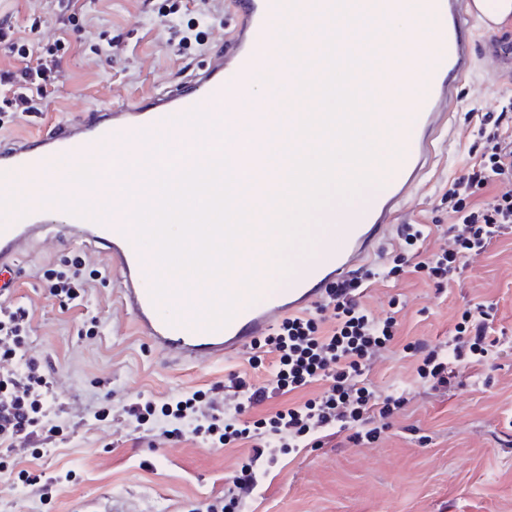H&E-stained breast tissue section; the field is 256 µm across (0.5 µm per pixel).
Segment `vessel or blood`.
Wrapping results in <instances>:
<instances>
[{
  "mask_svg": "<svg viewBox=\"0 0 512 512\" xmlns=\"http://www.w3.org/2000/svg\"><path fill=\"white\" fill-rule=\"evenodd\" d=\"M238 17L234 37L224 53L214 55L209 67L168 87L163 93L144 98L124 109L100 111L95 121L64 122L48 133L0 143V180L17 183L51 166L58 155L80 159L92 145L123 146L130 133H181L194 140L195 133L181 115L198 108L219 118L222 105L241 94L249 84L262 56L268 34L305 12L304 0H232ZM415 16L434 18L441 39L426 44L431 59L423 93L403 111L387 112L375 106L372 120L377 129L400 131L394 172L385 165L372 168L386 185L374 203L364 205L355 217L328 214L324 223L310 225L317 247L302 266L294 268L281 287L267 293L243 297L230 322L215 331L183 323L167 322L166 305L156 303L150 293L152 276L142 250L132 238L127 210H114L111 221L67 215L63 225L50 221V209L29 205L22 198L0 201V270L12 269L28 246L49 229L108 249L110 269L115 274L121 303L132 315L141 334L157 349L175 360L209 365L232 357L268 334L273 325L305 312L321 301L329 288L356 266L369 263L386 228L393 224L418 175L425 172L437 150L447 143L442 133L458 102V87L467 76L473 47L464 32L468 21L480 24L485 35H494L499 15L486 11L485 0H408ZM356 83L368 84L372 93H384L390 84V69L373 60L369 70L359 72Z\"/></svg>",
  "mask_w": 512,
  "mask_h": 512,
  "instance_id": "1",
  "label": "vessel or blood"
}]
</instances>
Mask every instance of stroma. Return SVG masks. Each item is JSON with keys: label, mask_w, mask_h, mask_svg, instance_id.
I'll return each mask as SVG.
<instances>
[{"label": "stroma", "mask_w": 512, "mask_h": 512, "mask_svg": "<svg viewBox=\"0 0 512 512\" xmlns=\"http://www.w3.org/2000/svg\"><path fill=\"white\" fill-rule=\"evenodd\" d=\"M71 9L82 14L78 25L65 22ZM168 11L183 25L192 19L181 0H74L69 8L59 0H0V22L36 49L61 44L64 56L43 116L0 131V140L162 91L205 68L236 26L227 2L208 19L207 51L188 48L177 55L156 22ZM511 100L512 76L477 54L473 73L459 87L448 148L399 218L431 226L428 248L441 245L439 229L449 224V182L483 150L481 114L501 111ZM78 256L90 270L108 264L95 245L50 237L32 243L14 273V298L33 311L30 354L50 367L54 379L53 422L60 431L39 453L15 459L12 471L0 473V512H96L107 496L119 512H191L223 496L244 447H209L193 438L190 426L164 417L141 425L124 408L138 399L161 404L205 391L233 373L262 385L274 371V354H262L255 364L245 353L205 366L172 361L136 332L112 277L89 289L82 306L61 310L39 276L47 265ZM364 303L376 317L397 314L396 340L370 379L382 392L406 389L408 403L376 443L358 444L343 432L322 447L280 455L242 512H512V229L487 252L470 256L449 287H435L421 273H378ZM477 304L495 308L497 355L462 369L453 386L432 388L418 377L419 359L407 355L405 345L447 341L461 312ZM89 316L100 325L92 336L82 328ZM107 394L112 414L100 422L95 413ZM174 427L180 436H168ZM20 470L45 478L68 472L72 479L46 500L16 479Z\"/></svg>", "instance_id": "1"}]
</instances>
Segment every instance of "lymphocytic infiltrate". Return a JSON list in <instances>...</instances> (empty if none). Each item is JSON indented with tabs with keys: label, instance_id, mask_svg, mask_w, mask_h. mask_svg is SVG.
<instances>
[{
	"label": "lymphocytic infiltrate",
	"instance_id": "obj_1",
	"mask_svg": "<svg viewBox=\"0 0 512 512\" xmlns=\"http://www.w3.org/2000/svg\"><path fill=\"white\" fill-rule=\"evenodd\" d=\"M0 41L6 42L13 59L11 68L0 69L1 129L18 114L40 111L61 75L62 58L52 52L34 54L7 27H0ZM507 118L504 111L483 115L478 134L485 137L486 146L479 159L448 186L450 224L443 233V245L422 253L427 240L423 225H399L403 250L386 257L387 275L410 265L436 286L448 285L460 278L468 256L486 251L504 229L512 227L511 187L498 190L486 201L474 200L476 192L493 178H512V130L505 125ZM106 278L105 271L86 270L78 259L68 269L50 268L41 276L48 296L66 309L81 305L93 282ZM369 278V273L354 271L336 283L311 312L284 319L256 341V349H267L277 357L276 370L263 385L234 375L209 391H195L159 407L150 401L129 406V413L140 421L157 410L175 420L191 419L194 435L221 447L251 441L250 462L235 476L228 503L221 508L207 503L201 512H235L258 486L255 465H271L283 449L316 447L346 430L355 442L373 443L381 432L380 422L406 404L405 394L379 393L368 380L371 366L394 340L397 326L395 317L380 320L363 307L364 284ZM31 319L29 308L11 295L0 294V446L18 456L25 455L48 430L54 409L50 374L28 355ZM494 319L491 308L479 304L463 311L447 344L409 343V350L421 356L419 378L447 387L457 378L459 367L488 360L495 346L490 338ZM328 320L334 326L322 332L321 325ZM325 380L329 388L303 403L283 407L252 426H239L238 417L246 405Z\"/></svg>",
	"mask_w": 512,
	"mask_h": 512
}]
</instances>
